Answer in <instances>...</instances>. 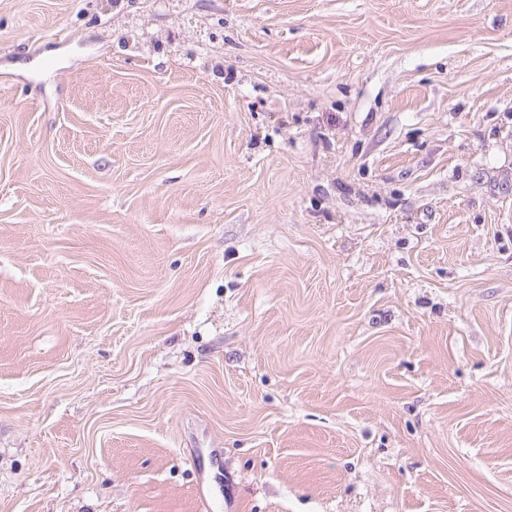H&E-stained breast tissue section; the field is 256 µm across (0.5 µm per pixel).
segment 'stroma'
Returning <instances> with one entry per match:
<instances>
[{"mask_svg": "<svg viewBox=\"0 0 512 512\" xmlns=\"http://www.w3.org/2000/svg\"><path fill=\"white\" fill-rule=\"evenodd\" d=\"M0 512H512V0H0Z\"/></svg>", "mask_w": 512, "mask_h": 512, "instance_id": "obj_1", "label": "stroma"}]
</instances>
